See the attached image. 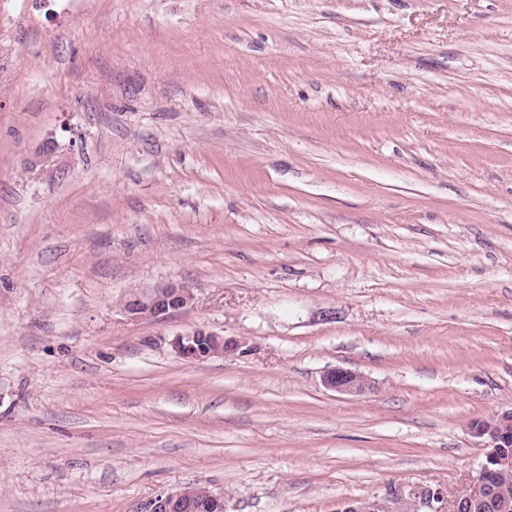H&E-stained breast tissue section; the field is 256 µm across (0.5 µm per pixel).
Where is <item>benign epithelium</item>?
Instances as JSON below:
<instances>
[{"instance_id": "obj_1", "label": "benign epithelium", "mask_w": 512, "mask_h": 512, "mask_svg": "<svg viewBox=\"0 0 512 512\" xmlns=\"http://www.w3.org/2000/svg\"><path fill=\"white\" fill-rule=\"evenodd\" d=\"M194 295L183 284L168 282L148 292H133L122 304V309L133 320L163 321L173 313L193 304ZM244 342L219 334L195 331L178 336L173 342L175 351L184 359L204 362L222 352L226 356L244 354ZM323 385L332 391L360 395L371 387L364 375L350 369L336 367L324 372ZM472 434L484 439V460L472 487L451 495L440 487L416 485L405 491L389 489L383 495L343 502L336 512H512V484L496 482V475L512 468V455H502L500 448L512 447V410L499 413L485 424L472 426ZM197 504L178 489L156 497L146 512H194Z\"/></svg>"}]
</instances>
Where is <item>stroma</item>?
<instances>
[{
  "label": "stroma",
  "instance_id": "35a3bbf8",
  "mask_svg": "<svg viewBox=\"0 0 512 512\" xmlns=\"http://www.w3.org/2000/svg\"><path fill=\"white\" fill-rule=\"evenodd\" d=\"M509 409L512 0H0V512L462 493ZM194 295L182 283L168 282L148 292H132L122 309L133 320L163 321L193 304ZM172 345L182 358L194 362L207 361L220 352L224 356H231L247 351V348L243 349L244 342L239 339L226 338L203 330L177 336ZM322 383L329 390L349 395L363 394L371 387L369 379L364 375L342 367L325 371ZM197 508V504L188 500L186 493L180 488L156 497L146 512H190Z\"/></svg>",
  "mask_w": 512,
  "mask_h": 512
}]
</instances>
